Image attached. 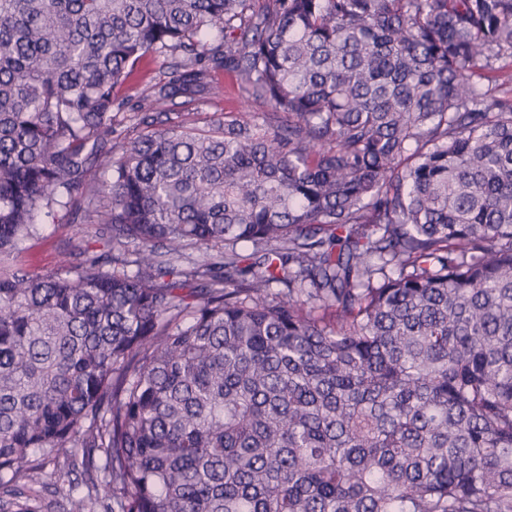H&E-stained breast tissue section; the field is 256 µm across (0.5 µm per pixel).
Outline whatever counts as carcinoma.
<instances>
[{
  "mask_svg": "<svg viewBox=\"0 0 512 512\" xmlns=\"http://www.w3.org/2000/svg\"><path fill=\"white\" fill-rule=\"evenodd\" d=\"M252 2L0 0V492L512 512V0ZM220 71L271 112L174 120ZM77 198L104 252L30 273ZM145 70H149L148 75L143 77ZM162 71L161 61L153 62L150 66L142 69V72L135 75L125 85L116 89V95L126 103V107L121 112H112V123L123 131V136L127 141H133L142 134V128L130 120L132 112L130 109L137 103L140 96L151 84L150 81Z\"/></svg>",
  "mask_w": 512,
  "mask_h": 512,
  "instance_id": "cac0c4a2",
  "label": "carcinoma"
}]
</instances>
